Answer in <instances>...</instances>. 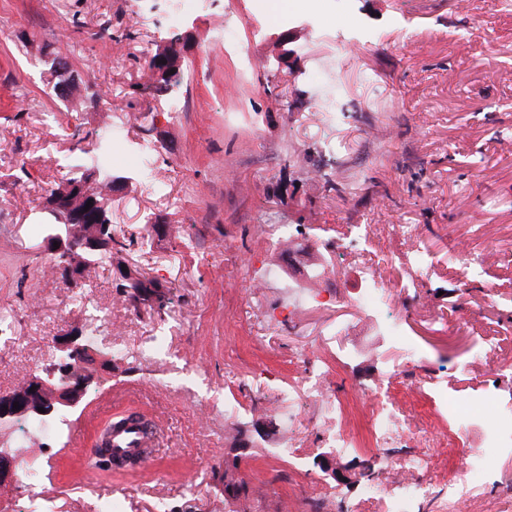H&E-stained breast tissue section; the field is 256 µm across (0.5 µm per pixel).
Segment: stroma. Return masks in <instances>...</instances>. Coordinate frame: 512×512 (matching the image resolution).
Here are the masks:
<instances>
[{"label":"stroma","mask_w":512,"mask_h":512,"mask_svg":"<svg viewBox=\"0 0 512 512\" xmlns=\"http://www.w3.org/2000/svg\"><path fill=\"white\" fill-rule=\"evenodd\" d=\"M278 9L298 32L282 63ZM167 17L166 0H0V311L19 316L0 343V393L18 376L52 374L38 364L43 347L83 326L86 304L120 325L99 344L114 358L96 389L41 438L33 467L47 501L34 507L16 472L0 512H282L311 494L336 512H385L363 482L338 483L318 466L329 451L321 403L297 399L296 440L283 422L253 429L275 387L292 385L301 352L338 369L351 446L333 453L353 470L408 453L378 448L358 388L389 389L442 442L448 417L435 388L475 410L491 390L512 412V0H324L316 28L305 0H204L179 27ZM178 32L188 35L182 83L154 93L147 62ZM52 56L109 104L57 98ZM108 128L167 178L111 203L124 232L154 225L148 245L124 257L168 287L161 314L119 296V269L99 270L79 302L42 271L50 255L31 226ZM264 224L289 225L303 268H324V283L347 295L359 276L325 242L383 225L370 248L395 262L387 316L424 351L415 380L397 376L401 353L377 324L356 320L337 338L335 312L302 304L304 282ZM402 225L424 227L434 263L411 296L394 287L409 264ZM256 280L266 283L259 295ZM291 302L292 324L275 321ZM488 343L490 358L479 357ZM126 410L162 432L154 461L140 473L87 467L101 423ZM232 471L248 484L236 500L224 492ZM511 482L512 453L471 503L420 512H512L498 495Z\"/></svg>","instance_id":"obj_1"}]
</instances>
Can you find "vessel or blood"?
I'll return each mask as SVG.
<instances>
[{"mask_svg":"<svg viewBox=\"0 0 512 512\" xmlns=\"http://www.w3.org/2000/svg\"><path fill=\"white\" fill-rule=\"evenodd\" d=\"M161 446V434L156 427H147L137 418L113 422L112 428L102 434L99 450L115 461L136 460L146 465Z\"/></svg>","mask_w":512,"mask_h":512,"instance_id":"1","label":"vessel or blood"}]
</instances>
